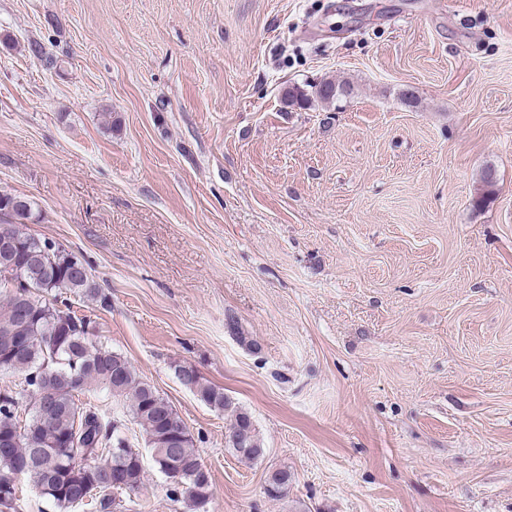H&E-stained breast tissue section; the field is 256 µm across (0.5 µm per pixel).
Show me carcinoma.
I'll return each instance as SVG.
<instances>
[{"instance_id": "obj_1", "label": "carcinoma", "mask_w": 512, "mask_h": 512, "mask_svg": "<svg viewBox=\"0 0 512 512\" xmlns=\"http://www.w3.org/2000/svg\"><path fill=\"white\" fill-rule=\"evenodd\" d=\"M347 81L325 79L312 92L291 86L290 106L311 99L332 105ZM479 207L497 184V171L482 170ZM33 203L0 194V273L8 271L18 288L0 284V374H17L14 388L0 393V508L22 512L15 477L52 501L60 512L93 505L96 512H118V493L133 491L144 480V458L111 414L82 397L95 388L130 401L134 422L146 436L154 467L169 481V498L187 501L196 510L210 499L211 477L196 440L176 410L154 387L137 377L122 354L92 340L93 321L73 310L72 300L106 302L89 265L62 244L24 232ZM179 380L208 406H231L224 389L198 372L176 364ZM227 445L237 456L256 461L265 448L252 416L235 414ZM290 474L274 471L267 493L279 497Z\"/></svg>"}]
</instances>
